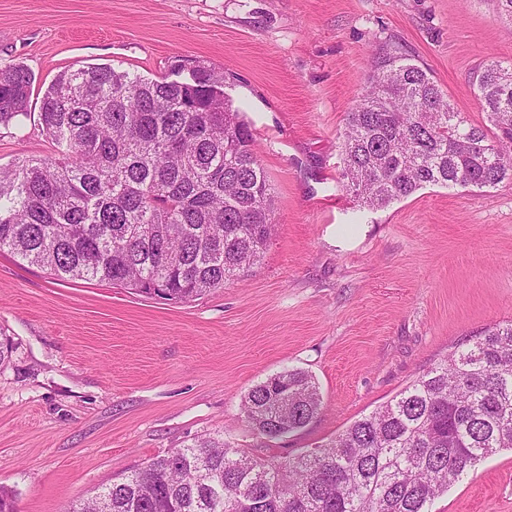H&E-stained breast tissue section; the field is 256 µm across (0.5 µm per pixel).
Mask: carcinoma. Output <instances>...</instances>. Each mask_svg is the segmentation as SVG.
<instances>
[{"instance_id":"obj_1","label":"carcinoma","mask_w":512,"mask_h":512,"mask_svg":"<svg viewBox=\"0 0 512 512\" xmlns=\"http://www.w3.org/2000/svg\"><path fill=\"white\" fill-rule=\"evenodd\" d=\"M174 79H169V76ZM35 78L0 68V125L27 113ZM474 87L495 132L473 127L398 49L374 57L343 133L346 188L372 209L427 186L512 181V62ZM39 122L59 157L0 168V252L59 281L108 282L187 302L259 261L274 195L255 139L200 63L145 77L108 64L59 74ZM314 378L285 370L255 386L242 414L275 439L319 413ZM512 449V323L454 347L331 442L286 462L214 436L151 460L73 512H428L487 456Z\"/></svg>"}]
</instances>
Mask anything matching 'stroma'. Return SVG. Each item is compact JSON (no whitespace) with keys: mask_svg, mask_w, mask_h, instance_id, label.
<instances>
[{"mask_svg":"<svg viewBox=\"0 0 512 512\" xmlns=\"http://www.w3.org/2000/svg\"><path fill=\"white\" fill-rule=\"evenodd\" d=\"M428 69L468 122L490 123L477 71L512 61L494 0H0V67L47 87L108 64L147 77L179 60L224 73L276 204L259 263L187 303L58 281L0 253V486L15 512H75L104 485L204 435L285 461L389 401L467 335L512 321V182L426 187L383 209L346 190L342 132L378 47ZM39 103L0 127V166L55 156ZM287 368L322 409L262 438L245 395ZM431 512H512V450Z\"/></svg>","mask_w":512,"mask_h":512,"instance_id":"35a3bbf8","label":"stroma"}]
</instances>
